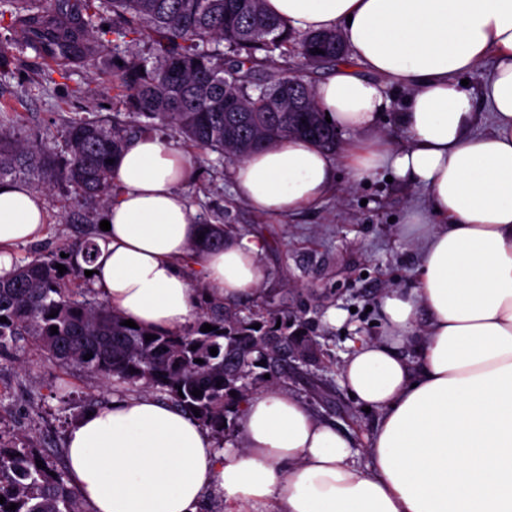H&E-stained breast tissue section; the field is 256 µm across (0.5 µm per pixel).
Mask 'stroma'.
<instances>
[{
    "mask_svg": "<svg viewBox=\"0 0 512 512\" xmlns=\"http://www.w3.org/2000/svg\"><path fill=\"white\" fill-rule=\"evenodd\" d=\"M1 43L16 60L0 68V108L15 113L19 136L61 155L71 118L105 119L122 110L108 59L73 63L64 76L49 81L45 74L55 62L26 45L7 15H0ZM183 152L197 172L181 187L190 205L200 218L257 245L263 296L282 291L289 318L305 322L325 345L319 363L289 367V385L319 416L346 430L356 447H366L374 417L351 397L340 366L350 340L382 332L376 311L381 293L417 283L418 243L405 233L404 223L409 207L425 202L424 189L387 180L382 172L354 183L341 167L336 191L318 205L265 214L235 191L233 160L188 145ZM45 202L49 219L42 237L16 246L14 261H31L75 236L71 217L84 212L81 197L59 183L46 192ZM334 310L342 321H330ZM112 394L111 386L51 364L32 346L0 355V429L31 435L46 450L64 448L88 399L107 404Z\"/></svg>",
    "mask_w": 512,
    "mask_h": 512,
    "instance_id": "obj_1",
    "label": "stroma"
}]
</instances>
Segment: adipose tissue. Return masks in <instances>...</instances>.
Masks as SVG:
<instances>
[{
  "instance_id": "ef3b65f1",
  "label": "adipose tissue",
  "mask_w": 512,
  "mask_h": 512,
  "mask_svg": "<svg viewBox=\"0 0 512 512\" xmlns=\"http://www.w3.org/2000/svg\"><path fill=\"white\" fill-rule=\"evenodd\" d=\"M265 7L299 33L340 31L350 61L315 95L353 138L339 157L295 137L252 153L231 171L240 196L261 213L312 206L334 191L340 165L355 182L387 169L427 191L406 215L420 243L418 283L383 294V335L353 344L341 368L356 401L377 414L368 463L356 465L349 435L286 388L250 394L241 444L221 451L167 401L116 394L69 431L71 478L90 512H200L211 489L224 512H512V0ZM490 56L488 80L462 86L461 75ZM397 90L405 98L396 110ZM478 98L493 111L486 132ZM392 109L410 135L399 150L381 133ZM112 176L111 228L96 239L89 282L114 310L180 330L201 297L258 295L254 243L228 238L194 251L201 226L180 187L195 171L173 139L137 137ZM46 222L40 193L0 184V270Z\"/></svg>"
}]
</instances>
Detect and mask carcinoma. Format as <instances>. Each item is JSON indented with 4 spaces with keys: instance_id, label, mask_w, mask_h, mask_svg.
<instances>
[{
    "instance_id": "cac0c4a2",
    "label": "carcinoma",
    "mask_w": 512,
    "mask_h": 512,
    "mask_svg": "<svg viewBox=\"0 0 512 512\" xmlns=\"http://www.w3.org/2000/svg\"><path fill=\"white\" fill-rule=\"evenodd\" d=\"M3 5L30 34L29 45L57 60L75 54L94 60L111 42L149 38L156 44L152 62L120 64V55H112V76L125 111L159 120L195 148L243 159L290 137L308 138L328 151L336 147V127L325 120L314 87L302 79L290 88L291 76L268 70L267 57L260 56L295 40L282 20L266 12L264 0H102L98 6L95 0H0ZM102 8L112 11V27L106 30L95 25ZM338 45L343 41L336 30L314 33L302 40L301 55L314 68L344 62ZM313 48L324 51L316 63L310 61ZM126 126L119 112L110 123L72 119L61 160L19 138L8 113L1 112L0 183L24 178L38 190H49L61 182L88 208L107 206L113 191L108 160L132 139ZM201 231L202 245L224 244L220 225L203 222ZM63 252L68 257H61ZM94 252L89 232L0 275V317L7 319L0 322V351L30 344L57 364L118 391L166 395L191 416L199 410L196 420L220 441L229 416H238L254 386L280 383L296 360H320L318 337L302 324L290 330L288 316L273 302L243 315L205 300L197 322L179 331L125 326L126 317L110 306L80 298L83 269L72 257L80 253L89 264ZM57 264L67 272L58 273ZM205 324L214 330L201 331ZM52 326L58 333L51 334ZM147 335L154 339L145 340ZM87 354L93 358L84 359ZM195 389L202 395L193 396ZM0 495L5 497L0 512H87L68 472L27 438L2 430ZM12 503L17 504L13 511Z\"/></svg>"
}]
</instances>
